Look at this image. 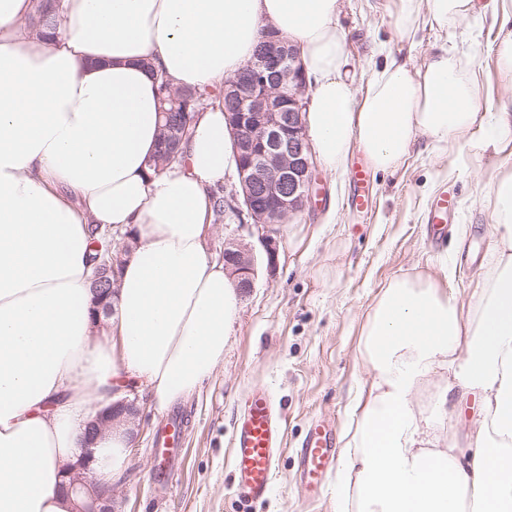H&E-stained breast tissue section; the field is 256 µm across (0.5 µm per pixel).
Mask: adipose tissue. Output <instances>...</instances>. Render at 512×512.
Segmentation results:
<instances>
[{
  "instance_id": "1",
  "label": "adipose tissue",
  "mask_w": 512,
  "mask_h": 512,
  "mask_svg": "<svg viewBox=\"0 0 512 512\" xmlns=\"http://www.w3.org/2000/svg\"><path fill=\"white\" fill-rule=\"evenodd\" d=\"M41 0H0V512H72L60 490L85 422L131 375L158 407L193 394L224 357L239 297L205 252L212 188L237 168L214 94L252 58L264 26L295 45L305 125L327 173L352 148L395 170L415 136L455 144L473 128L512 139L511 112L479 109L453 49L419 69L385 58L365 91L349 78L340 0H55V30L27 22ZM473 0H397L399 35L445 29ZM203 92L179 164L153 173L157 84ZM489 257L467 305L422 275L392 280L362 332L371 377L334 486L336 512H512V170L490 186ZM133 239L95 340L89 225ZM441 379L427 409L414 403ZM477 403L475 442L440 430ZM116 425L95 441L98 475L124 467Z\"/></svg>"
}]
</instances>
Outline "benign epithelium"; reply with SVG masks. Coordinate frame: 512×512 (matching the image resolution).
<instances>
[{
    "mask_svg": "<svg viewBox=\"0 0 512 512\" xmlns=\"http://www.w3.org/2000/svg\"><path fill=\"white\" fill-rule=\"evenodd\" d=\"M264 49L253 56L235 78L224 82V98L233 110L224 119L234 139L239 188L237 205L247 211L252 224H285L303 210L316 194V166L305 132V112L309 105L306 76L295 48L269 33L263 36ZM170 153L179 149L182 126L167 121ZM226 269L237 279L242 295L254 288L256 255L252 247L237 240H224L221 255ZM102 260L91 279L96 308L108 310L107 299L116 294L117 279L104 273ZM139 415L136 400L120 398L102 410L85 429V448L80 459L66 467V489L76 497V512H114V489L94 476V438L111 425L133 423Z\"/></svg>",
    "mask_w": 512,
    "mask_h": 512,
    "instance_id": "obj_1",
    "label": "benign epithelium"
}]
</instances>
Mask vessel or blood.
I'll list each match as a JSON object with an SVG mask.
<instances>
[{"mask_svg":"<svg viewBox=\"0 0 512 512\" xmlns=\"http://www.w3.org/2000/svg\"><path fill=\"white\" fill-rule=\"evenodd\" d=\"M281 431L282 420L272 394L265 389L248 393L232 448L234 485L240 500L257 502L271 492ZM335 454L336 436L332 426L324 420L313 419L300 451L302 474L307 484L323 486Z\"/></svg>","mask_w":512,"mask_h":512,"instance_id":"obj_1","label":"vessel or blood"}]
</instances>
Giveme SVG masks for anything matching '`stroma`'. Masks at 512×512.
<instances>
[{
  "mask_svg": "<svg viewBox=\"0 0 512 512\" xmlns=\"http://www.w3.org/2000/svg\"><path fill=\"white\" fill-rule=\"evenodd\" d=\"M478 2L482 9L468 39L456 29L426 24L413 39L402 40L394 0H340L356 89H365L378 46L415 69L437 48L453 46L479 73L480 110L512 113V83L497 66L503 3ZM484 137L476 128L445 150L417 137L397 169L374 173L365 210L351 204V171L363 159L353 150L336 174L320 173L325 192L319 200L288 223L270 226L278 246L272 268L260 229L240 226L230 213L209 226L206 251L212 259H219L228 238L253 246L256 283L239 301L223 360L195 393L160 409L145 387L130 385L127 394L136 398L140 414L125 465L112 478L116 512H242L233 494L230 452L240 402L256 388L269 390L280 405L285 434L271 494L252 512H335L334 488L318 494L301 484L298 445L316 417L332 425L337 444H344L352 407L370 389L358 352L361 331L391 280L419 272L468 303L488 256L487 186L512 168V142L485 150ZM448 189L455 192V212L438 232L427 216L435 197ZM175 415L185 424L168 479L159 484L153 438Z\"/></svg>",
  "mask_w": 512,
  "mask_h": 512,
  "instance_id": "stroma-1",
  "label": "stroma"
}]
</instances>
